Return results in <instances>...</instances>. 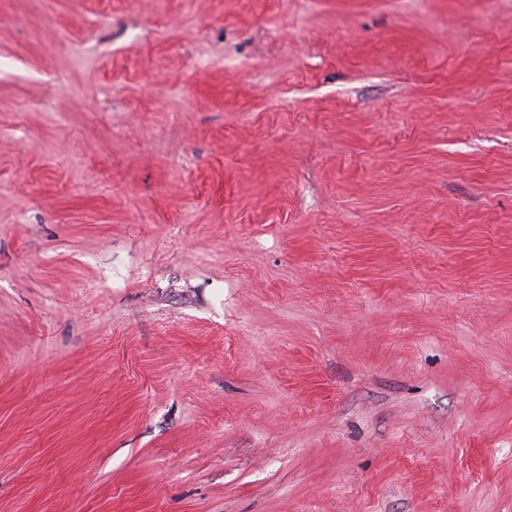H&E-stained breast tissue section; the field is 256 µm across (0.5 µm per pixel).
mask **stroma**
<instances>
[{
	"mask_svg": "<svg viewBox=\"0 0 512 512\" xmlns=\"http://www.w3.org/2000/svg\"><path fill=\"white\" fill-rule=\"evenodd\" d=\"M0 512H512V0H0Z\"/></svg>",
	"mask_w": 512,
	"mask_h": 512,
	"instance_id": "35a3bbf8",
	"label": "stroma"
}]
</instances>
